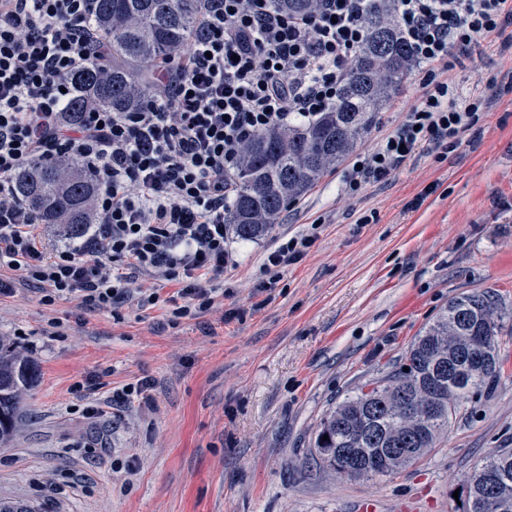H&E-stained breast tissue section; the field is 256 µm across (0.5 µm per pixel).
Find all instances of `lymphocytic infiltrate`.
<instances>
[{
  "label": "lymphocytic infiltrate",
  "instance_id": "obj_1",
  "mask_svg": "<svg viewBox=\"0 0 512 512\" xmlns=\"http://www.w3.org/2000/svg\"><path fill=\"white\" fill-rule=\"evenodd\" d=\"M199 26L175 64L157 66L159 91L137 112L99 110L70 121L69 77L94 58L98 0H0V297L35 287L47 307L63 301L119 315L155 305L172 287L168 323L224 299L236 261L224 212L230 174L253 135L311 123L335 101L365 39V0H319L292 16L273 0H200ZM394 23L412 52L420 101L343 175L354 196L386 180L417 151L445 161L491 98L461 91L450 74L466 55L512 25V0H396ZM77 159L96 185L92 222L49 245L39 214L12 191L25 164ZM323 219L267 249L260 289L273 293L289 265L319 238ZM138 381L111 396L75 384L90 417L111 416Z\"/></svg>",
  "mask_w": 512,
  "mask_h": 512
}]
</instances>
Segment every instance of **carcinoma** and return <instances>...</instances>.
I'll return each mask as SVG.
<instances>
[{"label":"carcinoma","instance_id":"1","mask_svg":"<svg viewBox=\"0 0 512 512\" xmlns=\"http://www.w3.org/2000/svg\"><path fill=\"white\" fill-rule=\"evenodd\" d=\"M318 0H274L297 15ZM395 0H370L362 22L365 40L334 103L315 122L272 129L248 139L234 169L235 196L224 222L246 240L259 239L280 223L288 203L335 168L367 134L370 124L412 69L411 49L395 25ZM198 0H99L103 35L89 67L70 77V116L98 109L138 112L155 90L153 68L180 57L198 23ZM15 190L46 224L71 238L91 221L95 186L73 159L20 168ZM512 337V311L490 290L464 293L429 324L399 365L358 389L321 421L314 447L319 462L345 473L362 465V478L391 477L420 461L473 395L488 394L500 378L473 360L486 340ZM34 367L0 346V441L11 436L20 392ZM328 439H323V436ZM472 485L460 512H512V448L488 457L470 474Z\"/></svg>","mask_w":512,"mask_h":512}]
</instances>
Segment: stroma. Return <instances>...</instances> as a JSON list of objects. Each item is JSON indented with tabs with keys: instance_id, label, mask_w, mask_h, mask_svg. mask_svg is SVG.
Listing matches in <instances>:
<instances>
[{
	"instance_id": "35a3bbf8",
	"label": "stroma",
	"mask_w": 512,
	"mask_h": 512,
	"mask_svg": "<svg viewBox=\"0 0 512 512\" xmlns=\"http://www.w3.org/2000/svg\"><path fill=\"white\" fill-rule=\"evenodd\" d=\"M512 45L486 40L451 70L491 110L447 160L424 152L347 197L334 169L284 211L274 233L328 220L283 271L272 301L257 289L270 237H230L238 266L223 311L167 324L165 303L123 311L56 306L47 333L36 293L0 300V342L32 361L14 433L0 442V500L33 512H460L454 498L485 458L512 448V339L491 395L464 404L416 464L382 480L319 467L321 420L382 378L448 302L489 289L512 309ZM408 76L359 150L374 147L421 97ZM376 213L369 224L361 215ZM150 381L104 427L71 392Z\"/></svg>"
}]
</instances>
